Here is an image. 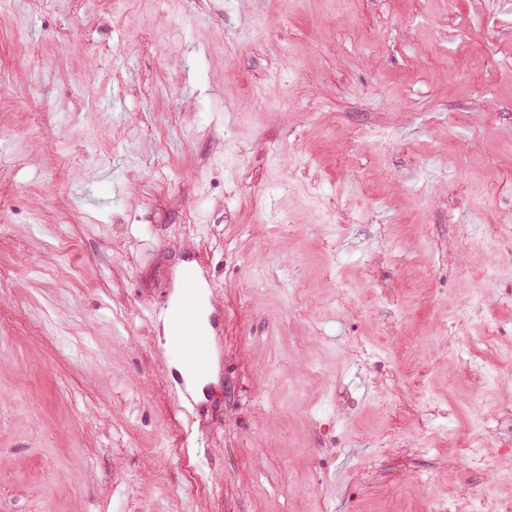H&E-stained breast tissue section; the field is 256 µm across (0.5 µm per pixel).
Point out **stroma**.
<instances>
[{
  "instance_id": "stroma-1",
  "label": "stroma",
  "mask_w": 512,
  "mask_h": 512,
  "mask_svg": "<svg viewBox=\"0 0 512 512\" xmlns=\"http://www.w3.org/2000/svg\"><path fill=\"white\" fill-rule=\"evenodd\" d=\"M511 250L512 0H11L0 512H495ZM187 267L220 320L188 399Z\"/></svg>"
}]
</instances>
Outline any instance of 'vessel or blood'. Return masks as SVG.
<instances>
[{"label": "vessel or blood", "instance_id": "obj_1", "mask_svg": "<svg viewBox=\"0 0 512 512\" xmlns=\"http://www.w3.org/2000/svg\"><path fill=\"white\" fill-rule=\"evenodd\" d=\"M194 273H184L178 291L169 292L163 307L176 336L175 347L191 370H209L214 359L212 330L206 321L208 304Z\"/></svg>", "mask_w": 512, "mask_h": 512}]
</instances>
